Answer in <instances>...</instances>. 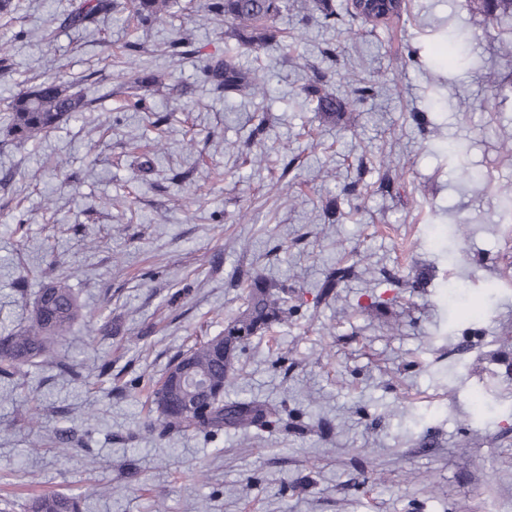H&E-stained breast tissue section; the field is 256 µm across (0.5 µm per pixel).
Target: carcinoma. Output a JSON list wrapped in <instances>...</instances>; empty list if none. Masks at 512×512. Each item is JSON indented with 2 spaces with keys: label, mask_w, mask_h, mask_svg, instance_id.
<instances>
[{
  "label": "carcinoma",
  "mask_w": 512,
  "mask_h": 512,
  "mask_svg": "<svg viewBox=\"0 0 512 512\" xmlns=\"http://www.w3.org/2000/svg\"><path fill=\"white\" fill-rule=\"evenodd\" d=\"M172 0H130L131 17L144 25L169 10ZM111 0H84L63 16L61 26L79 28L93 14L106 13ZM205 11L219 17L247 44L274 38L267 22L287 8L286 0H205ZM208 78L224 95L243 90L269 92L267 83L243 71L232 58H226L208 71ZM90 101L54 81H43L13 100L5 137L25 143L45 135L63 119L88 109ZM285 298L272 288H254L246 308L230 319L224 332L208 337L170 361L168 369L152 391L151 403L160 415L161 432L178 430L209 434L224 426L240 427L271 414L257 405L224 407L227 371L238 345L254 336H263L285 315ZM82 317L68 280L59 278L42 289L32 322L26 328L0 336V376L11 377L25 367L50 357L58 338ZM27 512H82V498L65 492L37 495L26 504Z\"/></svg>",
  "instance_id": "1"
}]
</instances>
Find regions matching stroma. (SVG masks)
<instances>
[{
    "mask_svg": "<svg viewBox=\"0 0 512 512\" xmlns=\"http://www.w3.org/2000/svg\"><path fill=\"white\" fill-rule=\"evenodd\" d=\"M13 2L0 335L62 276L83 316L59 364L0 378V512L52 491L85 512H512V31L497 0H405L401 18L342 11L332 27L316 0H288L259 45L202 0L145 27L114 0L76 29L59 19L77 0ZM460 26L466 67L448 53ZM227 54L269 78L267 98L214 89L206 70ZM132 70L159 77L138 109ZM44 79L91 107L8 141L13 98ZM337 266L350 276L323 293ZM247 280L285 289L288 314L235 350L224 402L276 407L275 425L160 435L150 386L243 310Z\"/></svg>",
    "mask_w": 512,
    "mask_h": 512,
    "instance_id": "stroma-1",
    "label": "stroma"
}]
</instances>
